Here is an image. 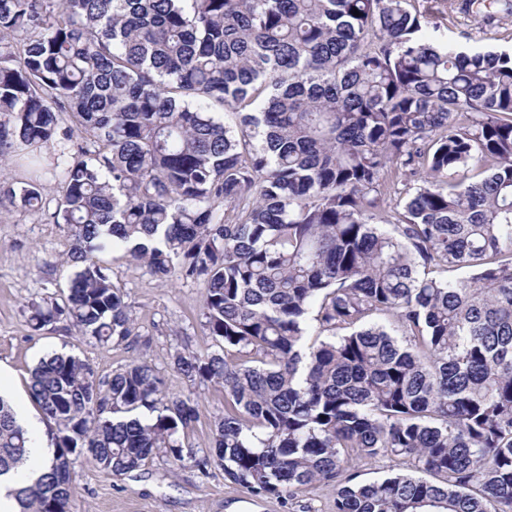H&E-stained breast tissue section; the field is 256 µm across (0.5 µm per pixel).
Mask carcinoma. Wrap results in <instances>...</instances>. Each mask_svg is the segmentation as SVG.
Instances as JSON below:
<instances>
[{"label":"carcinoma","mask_w":512,"mask_h":512,"mask_svg":"<svg viewBox=\"0 0 512 512\" xmlns=\"http://www.w3.org/2000/svg\"><path fill=\"white\" fill-rule=\"evenodd\" d=\"M448 0H0V161L59 144L67 292L26 305L98 343L134 336L103 256L196 283L215 350L173 368L224 389L210 444L191 393L135 357L110 376L43 357L54 451L0 398L17 512H72L79 470L158 453L336 512L512 510V49L435 46ZM359 15H354V11ZM491 22L512 0H463ZM224 109L226 120L215 117ZM68 116L84 134L74 147ZM426 173L422 184L409 182ZM46 210L40 179L0 201ZM389 456L410 470L371 482ZM410 463L408 460L395 457H378L371 463L360 467V480L372 481L379 477L386 476L398 471L408 470Z\"/></svg>","instance_id":"1"}]
</instances>
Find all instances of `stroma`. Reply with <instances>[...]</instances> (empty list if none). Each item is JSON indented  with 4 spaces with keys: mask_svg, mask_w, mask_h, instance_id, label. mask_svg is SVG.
Here are the masks:
<instances>
[{
    "mask_svg": "<svg viewBox=\"0 0 512 512\" xmlns=\"http://www.w3.org/2000/svg\"><path fill=\"white\" fill-rule=\"evenodd\" d=\"M431 37L461 47H512V16L485 23L462 14L438 20ZM41 165L32 168L18 155L0 165V185L15 186L40 173L47 200H54L57 184L51 174V147H42ZM71 240L66 225L49 216L33 215L5 203L0 205V366L9 371L8 395L15 409L39 418L28 395L30 371L51 351L72 353L88 361L102 375L144 354L171 393H194L199 418L189 434L193 445L208 447L214 416L224 410V391L214 385H195L176 372L170 357L176 349L211 348L199 314L202 290L190 283L160 280L131 265L122 252L108 255L114 282L124 289L139 332L150 338L147 350L136 346L101 345L59 323L33 331L24 314L31 298L54 294L70 272L63 266ZM333 486L317 485L289 504L274 497L258 498L225 480L221 470L204 478L195 469L178 468L165 455L155 456L134 476L103 478L93 464H85L77 481L72 512H336Z\"/></svg>",
    "mask_w": 512,
    "mask_h": 512,
    "instance_id": "stroma-1",
    "label": "stroma"
}]
</instances>
